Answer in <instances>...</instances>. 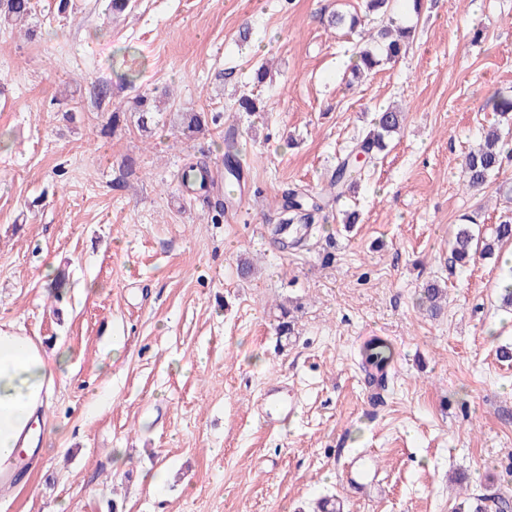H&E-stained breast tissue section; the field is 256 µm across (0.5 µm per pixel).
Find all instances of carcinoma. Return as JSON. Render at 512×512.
Segmentation results:
<instances>
[{"instance_id":"obj_1","label":"carcinoma","mask_w":512,"mask_h":512,"mask_svg":"<svg viewBox=\"0 0 512 512\" xmlns=\"http://www.w3.org/2000/svg\"><path fill=\"white\" fill-rule=\"evenodd\" d=\"M32 0H0V21L20 23L27 21L33 14ZM328 25L335 28L346 27L350 30L361 25L357 15L346 16L339 12L332 13ZM412 29L404 27L393 34V24L379 27L368 35L364 46H356V61L352 66L354 71H369L379 66L382 61L394 60L407 51ZM493 110L507 121L512 120V100L501 95L489 99ZM137 114V127L146 131L153 121V109L150 99L136 94L127 100V109L116 108L112 113V129H117L125 112ZM405 112L401 109L387 108L378 113L365 135L359 137L345 153L344 157L332 171L326 185L320 191L312 194L294 188L282 191L279 207L280 224L276 225L274 233L281 234L282 225L301 224V229L309 230L320 218V214L328 206L338 202L355 184L357 175L363 168L377 163L379 152L386 147L385 140L399 130L404 121ZM206 117L202 112L181 113L180 126L183 134L193 135L204 129ZM512 141V127L502 132L496 128L486 131L483 143L465 158L463 166L464 186L469 189L481 188L487 180L498 173L503 159L512 155L509 142ZM225 186L234 188L240 182V151L234 138L224 141ZM210 170L204 161L191 162L182 169L180 181L194 185L199 190L209 192L212 182L208 181ZM512 242V216L504 217L495 226L491 236L486 237L473 230L468 224L458 226L452 240L451 253L457 263H469L477 259H487L504 245ZM442 288L435 283H427L419 293L418 303L429 305V312L438 314L441 309L440 299ZM280 315L277 324L279 336L288 338L294 333L291 311L279 307ZM392 357L390 345L382 339L367 342L362 350L363 367L385 366ZM465 512H512V498L500 491L488 490L471 498Z\"/></svg>"}]
</instances>
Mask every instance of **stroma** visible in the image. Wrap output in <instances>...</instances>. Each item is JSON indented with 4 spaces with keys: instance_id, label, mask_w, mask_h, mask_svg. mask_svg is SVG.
<instances>
[{
    "instance_id": "35a3bbf8",
    "label": "stroma",
    "mask_w": 512,
    "mask_h": 512,
    "mask_svg": "<svg viewBox=\"0 0 512 512\" xmlns=\"http://www.w3.org/2000/svg\"><path fill=\"white\" fill-rule=\"evenodd\" d=\"M74 2L64 19L34 0L32 40L0 25V325L71 356L40 459L0 512H312L331 496L344 512H457L489 488L512 496V362L497 356L512 345L498 290L512 261L461 267L448 247L462 217L488 236L508 208L512 160L479 191L461 164L500 120L487 99L512 96V0H425L407 54L357 79L358 35L323 15L361 0H135L119 18L108 0ZM128 45L135 87L164 97L151 132L129 117L109 134L131 95ZM249 92L268 111H237ZM393 103L407 118L377 166L281 247L282 189L324 184ZM190 109L216 121L186 139ZM232 129L243 171L228 200ZM201 155L206 197L177 178ZM353 209L359 223H343ZM428 281L448 292L434 319L417 301ZM372 337L393 348L377 403L359 361ZM272 387L298 401L274 428L259 407Z\"/></svg>"
}]
</instances>
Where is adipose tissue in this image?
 Returning <instances> with one entry per match:
<instances>
[{
  "label": "adipose tissue",
  "instance_id": "ef3b65f1",
  "mask_svg": "<svg viewBox=\"0 0 512 512\" xmlns=\"http://www.w3.org/2000/svg\"><path fill=\"white\" fill-rule=\"evenodd\" d=\"M54 380L41 344L0 329V470L27 447L34 423L49 405Z\"/></svg>",
  "mask_w": 512,
  "mask_h": 512
}]
</instances>
